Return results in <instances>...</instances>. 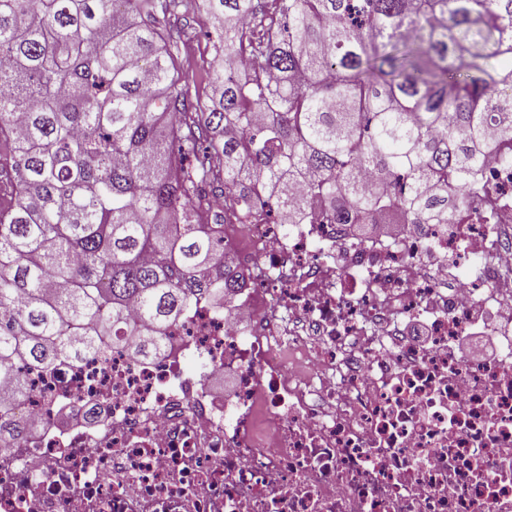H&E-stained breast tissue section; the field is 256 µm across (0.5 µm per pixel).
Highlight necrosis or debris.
<instances>
[{"instance_id":"necrosis-or-debris-1","label":"necrosis or debris","mask_w":512,"mask_h":512,"mask_svg":"<svg viewBox=\"0 0 512 512\" xmlns=\"http://www.w3.org/2000/svg\"><path fill=\"white\" fill-rule=\"evenodd\" d=\"M510 153L496 141L448 224L395 235L263 208L229 220L211 197L249 288L230 314L194 307L164 354L31 369L11 408L35 432L0 447V512H512V348L496 363L452 349L512 310ZM227 371L230 393L212 382ZM63 408L78 414L64 429Z\"/></svg>"}]
</instances>
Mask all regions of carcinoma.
<instances>
[{
	"label": "carcinoma",
	"instance_id": "cac0c4a2",
	"mask_svg": "<svg viewBox=\"0 0 512 512\" xmlns=\"http://www.w3.org/2000/svg\"><path fill=\"white\" fill-rule=\"evenodd\" d=\"M142 2L0 0V388L20 400L30 368L133 335L154 355L247 285L223 222L196 219L206 189L279 224H446L490 127L512 140V0H198L223 59L205 112ZM31 431L0 407V443Z\"/></svg>",
	"mask_w": 512,
	"mask_h": 512
}]
</instances>
